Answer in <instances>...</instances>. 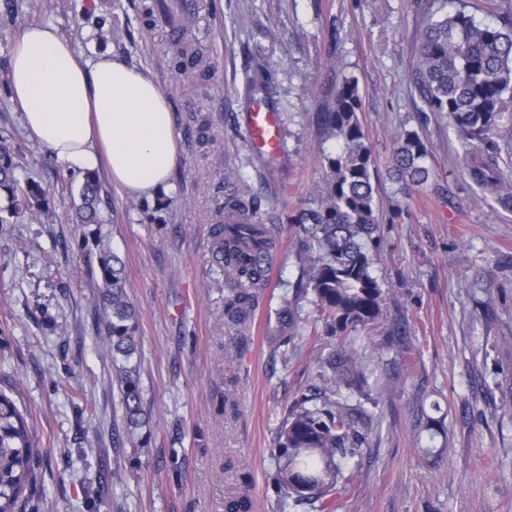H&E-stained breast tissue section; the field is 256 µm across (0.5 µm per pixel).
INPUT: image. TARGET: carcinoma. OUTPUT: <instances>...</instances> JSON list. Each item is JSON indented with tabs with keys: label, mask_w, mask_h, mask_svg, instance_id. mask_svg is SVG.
Wrapping results in <instances>:
<instances>
[{
	"label": "carcinoma",
	"mask_w": 512,
	"mask_h": 512,
	"mask_svg": "<svg viewBox=\"0 0 512 512\" xmlns=\"http://www.w3.org/2000/svg\"><path fill=\"white\" fill-rule=\"evenodd\" d=\"M421 28L417 64L411 81L422 106L448 120L462 149V171L481 199L512 212V6L499 9L495 21H479L461 4L451 13L439 0H411ZM204 52L196 43H177L176 67L205 72ZM273 73L259 63L244 73L248 97L272 91ZM328 172L324 185L289 222L295 225L300 276L284 292L276 309L278 335L271 347L304 336L335 340L322 361L317 382L296 398L277 428L270 449L273 487L283 507L293 512H321L349 490L348 461L363 455L374 416L364 403L369 369L356 352L361 334L387 321L389 289L375 274L380 252L379 200L374 185L375 160L361 117L354 79L338 86L321 113ZM428 144L415 131L396 140L389 170L405 192L428 181ZM10 148L0 144V192L7 206L0 224L35 211L51 218L47 193L35 181L16 177ZM104 186L97 172H84L80 204L73 205L82 229L81 249L96 250L97 334L112 357L113 379L122 406V425L112 428V447L149 443L151 414L144 407L139 352L138 310L126 291L124 261L105 243L100 211ZM262 199L236 189L224 196V223L210 227L212 255L224 271V318L245 329L267 283L266 266L274 239L261 217ZM373 402V401H371ZM378 405V402H373ZM40 452L29 414L14 391L0 389V512H20L27 491L37 483Z\"/></svg>",
	"instance_id": "cac0c4a2"
}]
</instances>
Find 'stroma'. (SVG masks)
<instances>
[{"label": "stroma", "mask_w": 512, "mask_h": 512, "mask_svg": "<svg viewBox=\"0 0 512 512\" xmlns=\"http://www.w3.org/2000/svg\"><path fill=\"white\" fill-rule=\"evenodd\" d=\"M149 0H0V137L20 178L49 193L53 224H0V386L32 413L39 478L24 512H225L249 493L253 512H280L268 485L275 431L313 383L331 340L272 352L277 298L298 277L288 223L321 185L319 114L344 78L357 80L378 171L382 247L377 275L406 317L384 353L358 347L380 403L350 492L329 512H512V212L483 202L455 168L446 120L421 113L410 84L418 18L407 0H197L182 28L211 74L178 73L168 30ZM50 24L84 57L106 51L143 70L168 97L178 160L159 199L108 184L106 242L125 263L139 310L146 448H113L122 409L112 360L95 326V253L65 216L79 198L64 164L23 127L7 84L25 27ZM276 76L284 149L239 166L243 73ZM418 132L434 175L402 195L389 177L395 136ZM239 167L266 199L275 263L246 335L224 323V276L210 227L224 221V168ZM409 214L390 222L393 207ZM443 448L441 458L426 456Z\"/></svg>", "instance_id": "1"}]
</instances>
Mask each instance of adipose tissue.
Masks as SVG:
<instances>
[{"instance_id":"obj_1","label":"adipose tissue","mask_w":512,"mask_h":512,"mask_svg":"<svg viewBox=\"0 0 512 512\" xmlns=\"http://www.w3.org/2000/svg\"><path fill=\"white\" fill-rule=\"evenodd\" d=\"M8 84L27 132L69 169L106 163L114 186L141 196L168 187L178 157L173 115L142 70L109 53L82 59L41 24L15 42Z\"/></svg>"}]
</instances>
